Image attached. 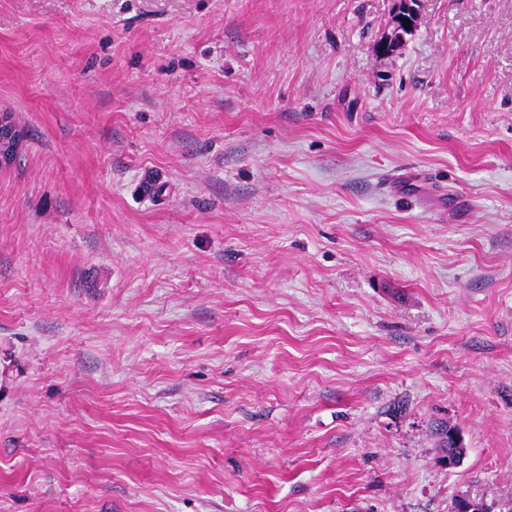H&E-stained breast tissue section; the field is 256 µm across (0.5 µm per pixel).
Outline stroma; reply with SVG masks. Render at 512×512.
Here are the masks:
<instances>
[{"label":"stroma","mask_w":512,"mask_h":512,"mask_svg":"<svg viewBox=\"0 0 512 512\" xmlns=\"http://www.w3.org/2000/svg\"><path fill=\"white\" fill-rule=\"evenodd\" d=\"M396 8L0 0V512H512V0ZM418 3L419 0H398V9L392 16V24L394 27V37H387L378 44V51L384 54H390L397 51L405 38V32L411 33L415 27L416 19L418 20V12L415 5L412 3ZM411 16L409 18L408 16ZM405 20H408V24H405ZM434 436L437 438V447L439 448L442 456L440 457L442 460H447L449 457H459V461H461L463 456L467 454V448L465 447L463 440L461 438L460 444L457 447H454V440L452 433H458L459 430L455 426L448 425V422H440L434 427Z\"/></svg>","instance_id":"35a3bbf8"}]
</instances>
